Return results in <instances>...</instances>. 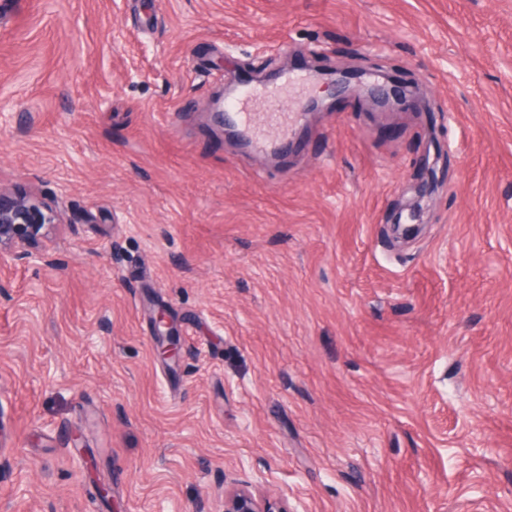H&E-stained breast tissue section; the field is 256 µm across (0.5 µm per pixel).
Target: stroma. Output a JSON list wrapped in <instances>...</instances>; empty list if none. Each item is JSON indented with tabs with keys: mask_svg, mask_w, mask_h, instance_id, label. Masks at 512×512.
<instances>
[{
	"mask_svg": "<svg viewBox=\"0 0 512 512\" xmlns=\"http://www.w3.org/2000/svg\"><path fill=\"white\" fill-rule=\"evenodd\" d=\"M292 68L421 99L225 139ZM0 186L66 217L0 265V512H512V0H0ZM294 79L295 76L284 73L278 89H269L253 82L242 83L235 95L225 104L224 109L221 107L220 98L215 100L213 103L214 112H211L214 121L223 129L225 126L226 133L233 136L230 127L224 124L225 117L237 126L243 138L249 143L262 139L261 123L275 125L284 141H288L293 131L292 117L278 112V96L282 90L288 89ZM257 99L262 102L265 112L260 114L246 112L250 103ZM155 337L160 353L167 359L177 361L181 355L180 340L171 335V327L165 312L159 311L154 318ZM224 512H293L283 498L255 496L246 490L224 494Z\"/></svg>",
	"mask_w": 512,
	"mask_h": 512,
	"instance_id": "stroma-1",
	"label": "stroma"
}]
</instances>
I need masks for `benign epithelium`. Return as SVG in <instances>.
<instances>
[{
  "label": "benign epithelium",
  "mask_w": 512,
  "mask_h": 512,
  "mask_svg": "<svg viewBox=\"0 0 512 512\" xmlns=\"http://www.w3.org/2000/svg\"><path fill=\"white\" fill-rule=\"evenodd\" d=\"M64 223L63 215L52 201L33 194L0 188V262L37 261L48 267L57 265L54 252L44 245L50 229ZM160 353L176 361L180 342L171 335L165 312L154 318ZM224 512H290L283 498L255 496L246 490L224 494Z\"/></svg>",
  "instance_id": "1"
}]
</instances>
